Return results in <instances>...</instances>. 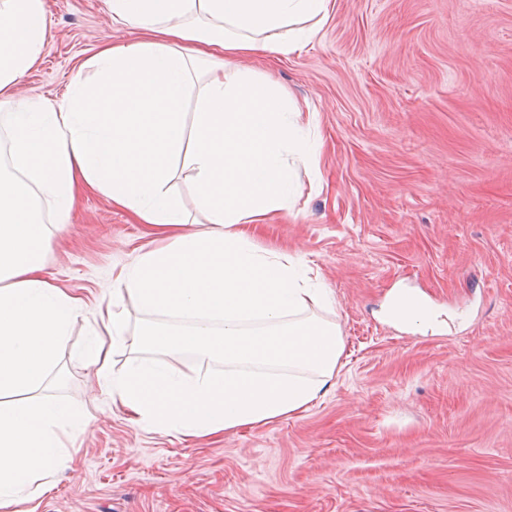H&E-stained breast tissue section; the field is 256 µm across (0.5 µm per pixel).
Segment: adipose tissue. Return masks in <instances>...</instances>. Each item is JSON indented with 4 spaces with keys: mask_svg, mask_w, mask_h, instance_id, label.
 I'll list each match as a JSON object with an SVG mask.
<instances>
[{
    "mask_svg": "<svg viewBox=\"0 0 512 512\" xmlns=\"http://www.w3.org/2000/svg\"><path fill=\"white\" fill-rule=\"evenodd\" d=\"M331 0H112V16L134 40L102 47L94 76L64 98L37 106L14 89L49 43L45 0H0V112L16 175H0V512H23L34 485L66 466L60 432L81 430L76 415L43 388L82 304L48 281L42 252L48 230L42 197L57 223L70 219L78 192L105 195L138 223L170 232L112 283L113 307L101 318L89 358L105 388L135 425L210 437L276 422L308 410L330 386L343 352L331 304L285 254H262L245 231L288 204L286 154L318 163L319 140L303 134V106L272 83L227 68L226 58L285 56L314 34ZM196 93L193 122L184 105ZM189 154L196 208L206 230L168 191ZM34 176L41 198L19 178ZM179 320L149 329L177 354L223 359L225 369L187 376L175 365L135 364L110 374L107 346L121 342L119 307ZM387 315L425 332L440 324L420 295H392Z\"/></svg>",
    "mask_w": 512,
    "mask_h": 512,
    "instance_id": "1",
    "label": "adipose tissue"
}]
</instances>
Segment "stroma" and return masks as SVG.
Here are the masks:
<instances>
[{
  "label": "stroma",
  "mask_w": 512,
  "mask_h": 512,
  "mask_svg": "<svg viewBox=\"0 0 512 512\" xmlns=\"http://www.w3.org/2000/svg\"><path fill=\"white\" fill-rule=\"evenodd\" d=\"M51 34L19 85L58 100L102 46L130 38L109 0H46ZM233 67L315 113L318 171L294 166L290 206L255 234L332 293L344 344L308 411L215 438L130 425L88 360L124 265L162 239L103 195L53 230L45 276L83 302L51 392L84 413L73 457L31 512H512V0H334L299 52ZM453 315L413 334L381 315L391 292ZM114 372L224 361L138 343L125 300Z\"/></svg>",
  "instance_id": "35a3bbf8"
}]
</instances>
